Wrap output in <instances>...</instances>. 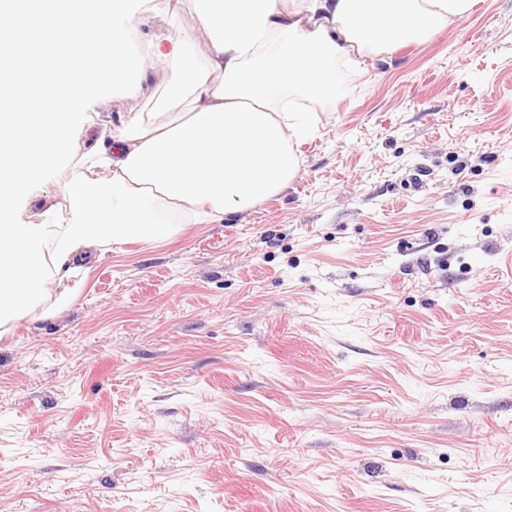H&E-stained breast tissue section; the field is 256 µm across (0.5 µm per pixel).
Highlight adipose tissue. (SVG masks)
I'll use <instances>...</instances> for the list:
<instances>
[{"label":"adipose tissue","mask_w":512,"mask_h":512,"mask_svg":"<svg viewBox=\"0 0 512 512\" xmlns=\"http://www.w3.org/2000/svg\"><path fill=\"white\" fill-rule=\"evenodd\" d=\"M129 0H0V339L19 317L67 306L61 271L130 241L156 244L186 224L250 209L288 187L295 142L316 124L309 103L335 96L337 67L382 56L456 26L478 0H192L209 37L157 40L143 55ZM50 36L56 64L32 68L20 37ZM135 93L148 70L174 78L162 123L133 116L110 139L97 132L91 89L109 66ZM94 145L79 151L78 138ZM77 157L63 205L34 190L43 173Z\"/></svg>","instance_id":"adipose-tissue-1"}]
</instances>
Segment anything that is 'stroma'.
Wrapping results in <instances>:
<instances>
[{
  "label": "stroma",
  "mask_w": 512,
  "mask_h": 512,
  "mask_svg": "<svg viewBox=\"0 0 512 512\" xmlns=\"http://www.w3.org/2000/svg\"><path fill=\"white\" fill-rule=\"evenodd\" d=\"M189 29L144 0L127 52ZM338 76L284 191L0 341V512H512V0Z\"/></svg>",
  "instance_id": "obj_1"
}]
</instances>
